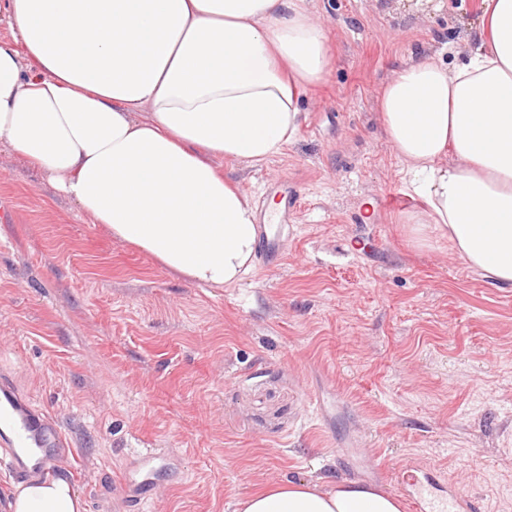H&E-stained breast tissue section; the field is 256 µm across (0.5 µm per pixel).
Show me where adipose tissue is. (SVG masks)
<instances>
[{"label":"adipose tissue","mask_w":512,"mask_h":512,"mask_svg":"<svg viewBox=\"0 0 512 512\" xmlns=\"http://www.w3.org/2000/svg\"><path fill=\"white\" fill-rule=\"evenodd\" d=\"M466 62L410 61L379 111L420 208V245L447 242L512 284V0H483ZM0 145L38 169L118 243L192 282L251 271L255 212L217 160L256 164L300 130L301 93L332 56L305 0H0ZM0 512H86L71 479L30 477ZM242 512H401L354 483L282 482Z\"/></svg>","instance_id":"1"}]
</instances>
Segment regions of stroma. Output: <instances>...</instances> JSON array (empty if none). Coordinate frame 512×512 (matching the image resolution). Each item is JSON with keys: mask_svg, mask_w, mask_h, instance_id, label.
<instances>
[{"mask_svg": "<svg viewBox=\"0 0 512 512\" xmlns=\"http://www.w3.org/2000/svg\"><path fill=\"white\" fill-rule=\"evenodd\" d=\"M414 2L306 0L333 66L298 136L220 163L257 208L288 181L297 230L236 286L160 269L0 148V374L66 437L43 469L87 512H240L282 481L393 495L405 462L512 512V287L413 241L378 108L412 58L466 59L480 0ZM150 449L136 507L123 484Z\"/></svg>", "mask_w": 512, "mask_h": 512, "instance_id": "1", "label": "stroma"}]
</instances>
